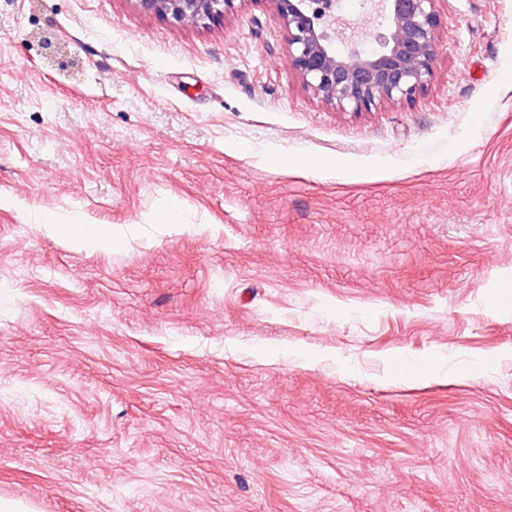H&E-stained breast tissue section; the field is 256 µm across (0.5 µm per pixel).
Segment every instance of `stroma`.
I'll list each match as a JSON object with an SVG mask.
<instances>
[{
  "label": "stroma",
  "instance_id": "stroma-1",
  "mask_svg": "<svg viewBox=\"0 0 512 512\" xmlns=\"http://www.w3.org/2000/svg\"><path fill=\"white\" fill-rule=\"evenodd\" d=\"M438 8L354 113L262 2L0 0V503L512 512V0Z\"/></svg>",
  "mask_w": 512,
  "mask_h": 512
}]
</instances>
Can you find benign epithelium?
Listing matches in <instances>:
<instances>
[{"label":"benign epithelium","instance_id":"1","mask_svg":"<svg viewBox=\"0 0 512 512\" xmlns=\"http://www.w3.org/2000/svg\"><path fill=\"white\" fill-rule=\"evenodd\" d=\"M138 10L178 24H204L265 3L281 22L280 40L304 87L322 103L370 112L413 103L434 78L441 35L438 0H363L382 16L374 45L360 47L340 0H132Z\"/></svg>","mask_w":512,"mask_h":512}]
</instances>
